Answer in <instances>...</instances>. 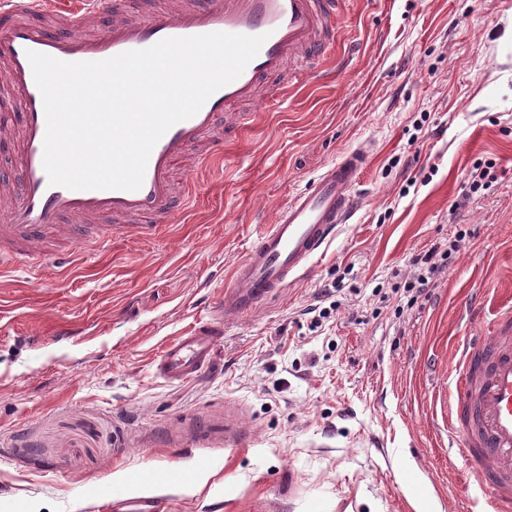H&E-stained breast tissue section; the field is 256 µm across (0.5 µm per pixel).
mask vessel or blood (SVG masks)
I'll list each match as a JSON object with an SVG mask.
<instances>
[{
	"instance_id": "b4317fda",
	"label": "vessel or blood",
	"mask_w": 512,
	"mask_h": 512,
	"mask_svg": "<svg viewBox=\"0 0 512 512\" xmlns=\"http://www.w3.org/2000/svg\"><path fill=\"white\" fill-rule=\"evenodd\" d=\"M48 2L0 0V83L22 107L20 144L12 159L19 172L17 200L0 224V272L22 259L61 265L89 241L108 240L116 232L146 234L156 222L175 223L188 201L176 188V172L193 173L190 156L199 147L211 157L222 153L219 127L248 126L252 115L237 111V104L257 101L261 87L294 56L304 53L318 64L328 56L345 0H211L173 14L154 11L134 22L123 15L125 0H80L74 9L52 8ZM213 32L263 34L267 40L236 80L161 137L141 188L50 185L43 167L46 116L28 51L66 62L102 61L165 38ZM366 161L363 148L347 151L289 200L234 266L218 318L166 347L156 363L161 378L180 383L212 368L225 317L250 310L310 270L349 218L355 204L351 188ZM489 295V289H477L465 304L480 326L452 352L445 401L448 446L468 462L485 512H512V305L485 320Z\"/></svg>"
}]
</instances>
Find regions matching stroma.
Wrapping results in <instances>:
<instances>
[{
    "instance_id": "35a3bbf8",
    "label": "stroma",
    "mask_w": 512,
    "mask_h": 512,
    "mask_svg": "<svg viewBox=\"0 0 512 512\" xmlns=\"http://www.w3.org/2000/svg\"><path fill=\"white\" fill-rule=\"evenodd\" d=\"M345 8L342 70L302 84L289 63L177 223L0 274V512H472L436 425L465 301L512 293V0ZM362 143L356 211L309 274L225 322L218 369L158 378L278 212ZM485 160L495 181L450 214ZM467 229L429 298L373 296ZM335 284L338 313L312 327Z\"/></svg>"
}]
</instances>
